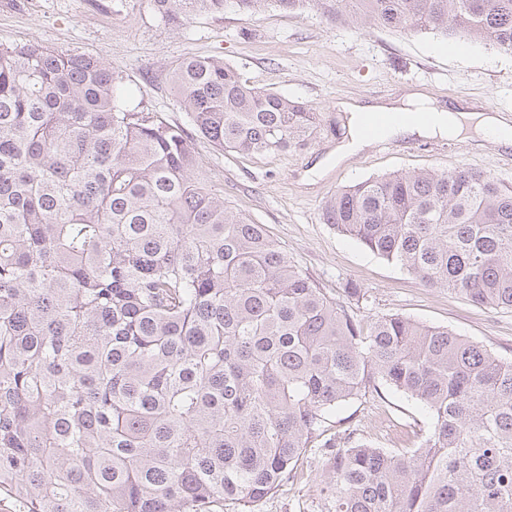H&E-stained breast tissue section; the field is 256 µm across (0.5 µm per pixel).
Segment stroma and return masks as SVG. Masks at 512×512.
Masks as SVG:
<instances>
[{
  "label": "stroma",
  "instance_id": "1",
  "mask_svg": "<svg viewBox=\"0 0 512 512\" xmlns=\"http://www.w3.org/2000/svg\"><path fill=\"white\" fill-rule=\"evenodd\" d=\"M16 43L88 54L110 64L135 100L187 131L215 192L265 225L294 264L325 288L351 280L363 289L359 317L400 314L445 326L512 358V312L426 287L322 220L324 203L337 189L396 171L464 164L512 187L503 146L448 138L382 139L323 178L306 176L347 135V114L338 108L342 101L388 104L420 91L445 104L479 105L512 122V52L470 41L465 54L452 55L448 38L436 33L336 26L312 11L271 8L247 16L227 10L201 13L177 26L156 16L148 0H0V44ZM189 57L223 58L251 85L316 108L320 120L304 145L279 154L218 149L196 132L168 83L170 71ZM335 417L382 448L401 447L428 423L419 403L389 389L342 406ZM325 469L320 450L307 449L289 479L254 503L251 512H332L323 491Z\"/></svg>",
  "mask_w": 512,
  "mask_h": 512
}]
</instances>
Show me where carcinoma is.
Masks as SVG:
<instances>
[{
    "mask_svg": "<svg viewBox=\"0 0 512 512\" xmlns=\"http://www.w3.org/2000/svg\"><path fill=\"white\" fill-rule=\"evenodd\" d=\"M165 22L311 7L333 24L512 51V0H149ZM169 82L197 132L246 154L302 144L309 105L218 58ZM336 233L429 288L512 310V189L458 166L336 191ZM224 203L189 136L102 60L0 47V489L26 512L253 504L305 450L333 512H512V360L399 314L364 320ZM420 403L418 446L379 448L336 407Z\"/></svg>",
    "mask_w": 512,
    "mask_h": 512,
    "instance_id": "obj_1",
    "label": "carcinoma"
}]
</instances>
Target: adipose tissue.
I'll return each mask as SVG.
<instances>
[{
    "label": "adipose tissue",
    "instance_id": "1",
    "mask_svg": "<svg viewBox=\"0 0 512 512\" xmlns=\"http://www.w3.org/2000/svg\"><path fill=\"white\" fill-rule=\"evenodd\" d=\"M341 108L349 114L348 138L330 156L314 166L315 175H325L335 163L355 154L365 144L361 126L372 113L379 110L375 104L350 102L342 103ZM393 110L399 114L400 120L385 129L384 134L388 137H482L504 146L512 145V123L490 111L446 106L421 93L406 95L400 104L394 105Z\"/></svg>",
    "mask_w": 512,
    "mask_h": 512
}]
</instances>
